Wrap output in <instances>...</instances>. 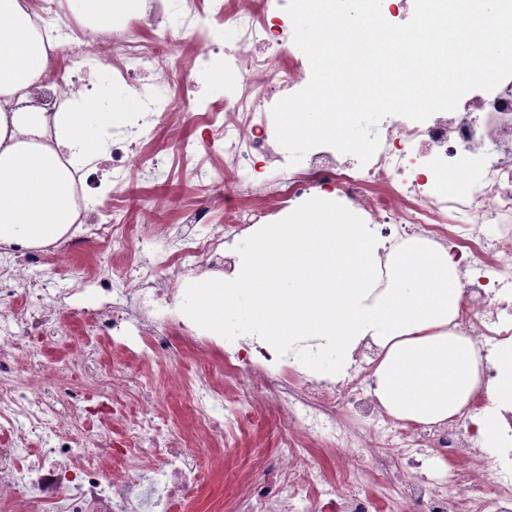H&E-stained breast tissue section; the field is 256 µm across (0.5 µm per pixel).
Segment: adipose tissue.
Returning <instances> with one entry per match:
<instances>
[{
    "label": "adipose tissue",
    "mask_w": 512,
    "mask_h": 512,
    "mask_svg": "<svg viewBox=\"0 0 512 512\" xmlns=\"http://www.w3.org/2000/svg\"><path fill=\"white\" fill-rule=\"evenodd\" d=\"M78 16L111 25L140 0H68ZM29 0H0V248L53 244L73 223V178L61 163L75 145H92L129 109L79 99L54 114L11 110L49 69L46 45L31 28ZM463 303L447 250L423 242L402 256L355 211L303 212L291 224H265L234 277L201 285L199 307L214 327L231 309L237 326L269 352L288 351L300 370L318 374L321 357L343 369L360 346H375L373 394L395 419L446 422L479 394L512 399V351L497 385L482 386V357L452 324Z\"/></svg>",
    "instance_id": "obj_1"
}]
</instances>
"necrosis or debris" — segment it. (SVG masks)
<instances>
[{"instance_id": "4bbe7bcc", "label": "necrosis or debris", "mask_w": 512, "mask_h": 512, "mask_svg": "<svg viewBox=\"0 0 512 512\" xmlns=\"http://www.w3.org/2000/svg\"><path fill=\"white\" fill-rule=\"evenodd\" d=\"M138 14L100 27L91 17L74 16L65 0H43L33 10L37 32L51 31L48 52L64 65L57 75L38 81L33 104L48 112L77 98L90 73L112 65L114 80L126 85L132 105L109 129L93 161L63 163L74 177L76 224L130 251L129 269L95 278L99 296L88 310L93 337L111 339L127 350H140L150 361L170 358L174 338L202 348L217 346L215 330L202 327L188 313L194 281L206 272L223 271L220 249L225 237L273 218L292 220L298 207L357 209L363 223L381 225L390 247L417 237L450 249L457 257L466 303L455 321L456 332L470 336L487 364L485 379L501 373L502 351L512 346V77L492 91H469L456 117L438 112L426 121L388 117L389 129L372 158L358 168L337 163L329 146L310 149L307 160L291 163L276 139L272 109L276 93H296L311 77L306 56L293 50L288 0H140ZM232 24L237 39L226 47L214 27ZM189 54L192 85L213 71L224 73L233 89L225 100H203L192 116L203 131L188 141L172 126L180 98L171 91L167 72L180 51ZM185 166L189 181L204 183L224 195V229L205 236L172 232L161 225L163 248L132 224L128 211L116 207L102 221L100 196H112L132 177L162 169L164 157L143 151L160 127ZM223 151L224 165L196 162L198 152ZM264 164L268 175L255 180ZM456 188H449V177ZM73 240L49 249L0 251V503L14 512H171L204 476V459L190 452L185 439L169 431L158 416L151 376L131 381L121 363L99 383L102 397L120 404L135 400L131 425L139 465L129 479L109 474V430L84 421L65 428L50 415L46 396L61 378L62 367L35 363L19 376L7 360L19 338L54 336L57 316L68 309L66 295L43 292L24 316H16L8 297L16 283L30 279L47 257L70 260ZM249 339L224 360L225 372L250 381L253 406L275 400L295 435L283 438L265 491L239 501L236 512H512V403L486 399L448 423L421 428L402 425L375 403L367 377L372 368L356 356L346 377L322 388L313 381L299 387L272 376L273 354L264 365L252 364ZM166 391L186 399L202 429V444H222L242 428L235 404L208 377L190 381L170 368ZM493 411L501 424L484 441L472 416ZM323 441L344 457L372 454L387 485L401 496L379 510L368 496L342 494L324 468L303 459L298 436ZM47 448L29 453L32 438ZM454 458L447 476H420L412 470L420 449Z\"/></svg>"}]
</instances>
